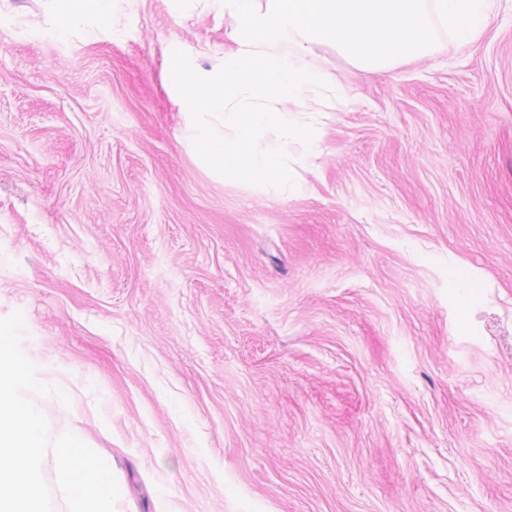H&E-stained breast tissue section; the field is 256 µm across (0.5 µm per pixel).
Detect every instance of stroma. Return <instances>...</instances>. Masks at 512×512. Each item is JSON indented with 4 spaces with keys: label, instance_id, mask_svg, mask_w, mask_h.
Listing matches in <instances>:
<instances>
[{
    "label": "stroma",
    "instance_id": "1",
    "mask_svg": "<svg viewBox=\"0 0 512 512\" xmlns=\"http://www.w3.org/2000/svg\"><path fill=\"white\" fill-rule=\"evenodd\" d=\"M51 21L0 0V317L118 512H512V0L419 60L308 55L280 199L182 136L219 0Z\"/></svg>",
    "mask_w": 512,
    "mask_h": 512
}]
</instances>
